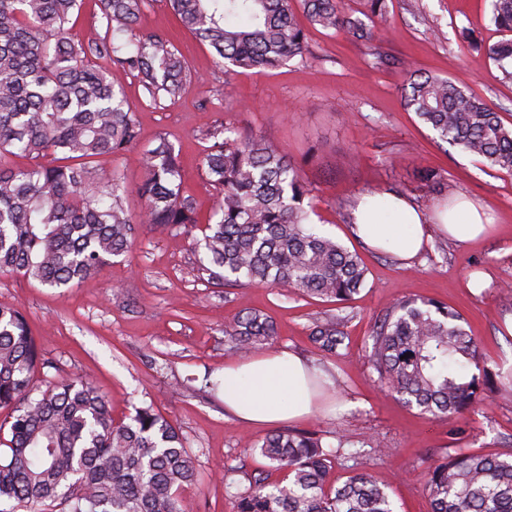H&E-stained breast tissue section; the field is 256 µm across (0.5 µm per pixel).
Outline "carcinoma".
Here are the masks:
<instances>
[{"label": "carcinoma", "instance_id": "carcinoma-1", "mask_svg": "<svg viewBox=\"0 0 512 512\" xmlns=\"http://www.w3.org/2000/svg\"><path fill=\"white\" fill-rule=\"evenodd\" d=\"M83 0H0V273L44 288H69L129 252L139 225L190 233L199 227L195 200L181 186V156L164 135L143 153V207L129 212V192L113 169L99 183L91 163L139 143L136 108L107 58L134 75L155 106L182 96L191 71L164 35L141 38L135 25L149 0H101L105 36L84 42L68 24ZM181 25L213 49L226 68L264 70L308 53L297 8L309 24L344 30L366 45L372 28L344 13V0H168ZM490 22L508 37L488 48L512 77V0H490ZM405 107L437 138L512 176V127L446 77L408 72ZM202 164L220 197L218 219L195 244L203 270L233 287L271 286L343 305L366 279L362 258L312 227L303 205L302 168L270 141L222 124L208 129ZM62 155L66 163L41 159ZM12 157L32 163L17 167ZM345 317L317 323L310 339L325 355L345 342ZM278 328L260 312L224 322L229 349L272 344ZM479 344L457 311L434 300L396 302L372 336L371 367L381 386L408 408L457 418L496 375L477 373ZM46 367L25 315L0 305V501L13 512H193L184 495L196 481L181 432L152 406L129 421L112 417L109 399L87 379L36 384ZM329 450L308 431H275L255 444L285 472L269 485L251 479L234 493V512H394L384 487L367 471L329 483ZM432 512H512V455L459 451L426 477Z\"/></svg>", "mask_w": 512, "mask_h": 512}]
</instances>
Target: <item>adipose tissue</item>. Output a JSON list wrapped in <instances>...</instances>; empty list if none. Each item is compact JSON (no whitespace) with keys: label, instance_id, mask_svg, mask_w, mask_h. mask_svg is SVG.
<instances>
[{"label":"adipose tissue","instance_id":"1","mask_svg":"<svg viewBox=\"0 0 512 512\" xmlns=\"http://www.w3.org/2000/svg\"><path fill=\"white\" fill-rule=\"evenodd\" d=\"M384 207L396 215L397 225L411 226V233L395 235V225L380 222V210ZM434 212L440 220V231L457 240H473L487 231L482 213L470 201H459L450 209L438 206ZM354 215L357 237L373 249H392L409 259L424 244L422 226L426 217L403 198L365 196L359 201ZM223 386L225 408L249 425L302 420L321 408L320 397L310 385L308 365L297 355L284 350L245 361L225 362Z\"/></svg>","mask_w":512,"mask_h":512}]
</instances>
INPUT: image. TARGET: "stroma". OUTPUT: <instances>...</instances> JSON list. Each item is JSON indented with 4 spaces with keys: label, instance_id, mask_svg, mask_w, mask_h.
I'll use <instances>...</instances> for the list:
<instances>
[{
    "label": "stroma",
    "instance_id": "1",
    "mask_svg": "<svg viewBox=\"0 0 512 512\" xmlns=\"http://www.w3.org/2000/svg\"><path fill=\"white\" fill-rule=\"evenodd\" d=\"M471 24L478 29L476 48L460 37ZM136 30L169 38L198 79L178 100L154 107L135 77L98 60L137 107L138 147L98 164L102 176L121 171L129 210L143 205L136 193L145 177L143 150L163 134L181 155L182 189L194 198L199 223L207 224L218 195L201 165L205 131L230 124L266 137L302 164L310 188L304 204L314 223L361 256L366 283L349 303L345 349L325 360L309 334L314 322L335 315L336 303L247 283L219 285L202 271L190 235L145 225L132 253L111 259L76 287L41 288L0 275V304L27 317L49 363L46 377H86L111 400L115 419H128L146 402L171 421L196 460L198 478L188 490L193 512H233L234 490L248 477L271 485L284 477L252 448L269 427L239 422L224 409L219 384L232 357L224 322L245 308L276 322L275 349L338 373L340 386L323 390L320 411L296 427L327 444L344 439L346 451L358 452L359 468L386 488L396 512H431L426 471L453 449L512 452V387H499L457 419L436 418L380 388L369 362L379 319L398 300L425 298L461 312L481 341L485 366L512 373V292L506 290L512 285V176L440 142L402 98L412 65L449 78L512 125V78L486 53L504 37L489 20V0H388L372 45L342 30L311 27L306 60L263 71L225 72L212 49L180 26L166 0H151ZM424 165L441 173L442 184L421 179ZM373 191L399 192L428 215L434 205L467 199L491 230L475 241L433 233L408 261L375 251L352 231L358 202ZM379 442L387 454L374 455Z\"/></svg>",
    "mask_w": 512,
    "mask_h": 512
}]
</instances>
